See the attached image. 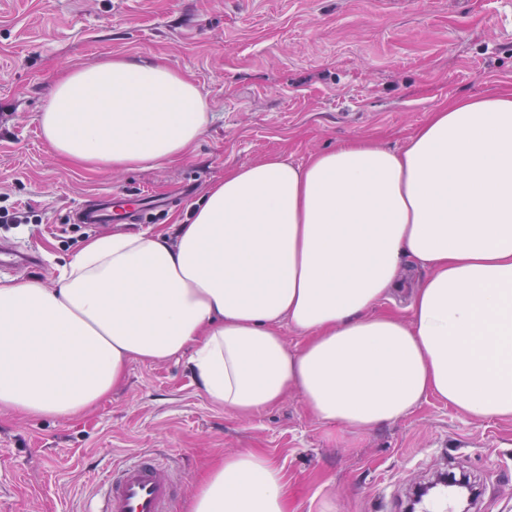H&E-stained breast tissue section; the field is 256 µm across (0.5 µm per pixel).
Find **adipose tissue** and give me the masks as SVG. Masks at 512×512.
Here are the masks:
<instances>
[{
    "label": "adipose tissue",
    "instance_id": "ef3b65f1",
    "mask_svg": "<svg viewBox=\"0 0 512 512\" xmlns=\"http://www.w3.org/2000/svg\"><path fill=\"white\" fill-rule=\"evenodd\" d=\"M209 121L193 82L125 57L65 73L39 117L60 157L115 169L182 159ZM408 264L424 276L406 315L380 312ZM183 354L244 418L291 390L360 431L431 397L512 418V90L450 102L398 149L232 169L172 230L95 238L52 288L0 283V409L71 417L131 361ZM186 512H291L288 477L264 452L225 456Z\"/></svg>",
    "mask_w": 512,
    "mask_h": 512
}]
</instances>
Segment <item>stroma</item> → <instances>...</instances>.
Listing matches in <instances>:
<instances>
[{
	"mask_svg": "<svg viewBox=\"0 0 512 512\" xmlns=\"http://www.w3.org/2000/svg\"><path fill=\"white\" fill-rule=\"evenodd\" d=\"M112 57L161 60L196 83L211 121L183 160L75 166L43 139L56 78ZM511 87L512 0H0V243L42 260L0 282L52 286L88 240L169 227L233 168L302 164L350 139L397 149L448 101ZM116 190L142 195L141 223H74L75 205ZM248 449L284 468L294 512H402L452 467L480 484L478 512H512V419L431 397L358 431L316 421L295 391L243 419L207 400L184 358L130 362L72 418L0 412V512H83L97 472L140 450L190 492L212 460Z\"/></svg>",
	"mask_w": 512,
	"mask_h": 512,
	"instance_id": "35a3bbf8",
	"label": "stroma"
}]
</instances>
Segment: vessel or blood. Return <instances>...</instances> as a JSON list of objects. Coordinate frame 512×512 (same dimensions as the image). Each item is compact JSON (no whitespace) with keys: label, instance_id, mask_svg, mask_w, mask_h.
<instances>
[{"label":"vessel or blood","instance_id":"vessel-or-blood-1","mask_svg":"<svg viewBox=\"0 0 512 512\" xmlns=\"http://www.w3.org/2000/svg\"><path fill=\"white\" fill-rule=\"evenodd\" d=\"M94 223L109 224L140 217L125 193L88 207ZM94 507L88 512H173L176 480L169 465L154 453L138 452L108 468L96 480Z\"/></svg>","mask_w":512,"mask_h":512}]
</instances>
